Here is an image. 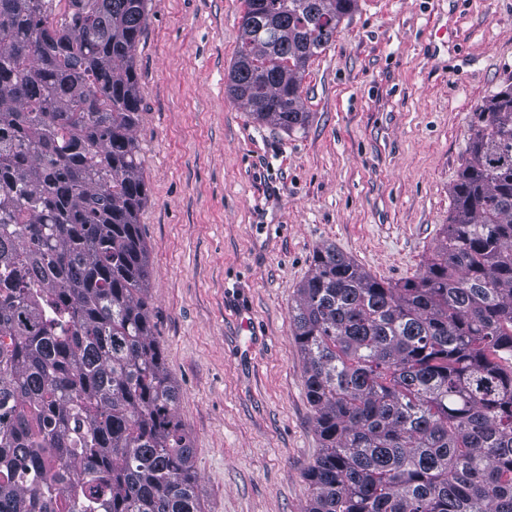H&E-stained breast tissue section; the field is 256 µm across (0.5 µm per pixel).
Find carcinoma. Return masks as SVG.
<instances>
[{
  "mask_svg": "<svg viewBox=\"0 0 512 512\" xmlns=\"http://www.w3.org/2000/svg\"><path fill=\"white\" fill-rule=\"evenodd\" d=\"M244 2L229 90L302 131L303 73L357 0ZM147 20L146 0H0V512H201L145 295ZM476 116L423 270L378 279L328 244L298 290L305 512H512V82Z\"/></svg>",
  "mask_w": 512,
  "mask_h": 512,
  "instance_id": "carcinoma-1",
  "label": "carcinoma"
}]
</instances>
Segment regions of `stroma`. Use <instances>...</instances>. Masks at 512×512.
Masks as SVG:
<instances>
[{"instance_id": "obj_1", "label": "stroma", "mask_w": 512, "mask_h": 512, "mask_svg": "<svg viewBox=\"0 0 512 512\" xmlns=\"http://www.w3.org/2000/svg\"><path fill=\"white\" fill-rule=\"evenodd\" d=\"M147 10L146 295L201 512H304L321 442L290 325L298 290L325 244L393 282L433 257L474 114L512 78V0H358L309 63L293 134L227 91L243 0Z\"/></svg>"}]
</instances>
